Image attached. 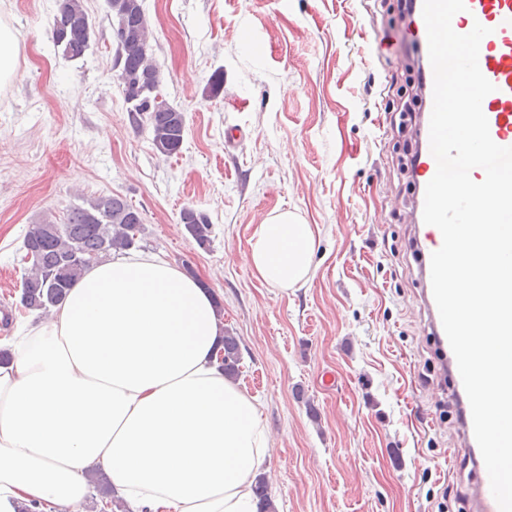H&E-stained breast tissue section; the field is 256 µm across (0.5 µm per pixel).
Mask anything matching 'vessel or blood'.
Masks as SVG:
<instances>
[{
  "label": "vessel or blood",
  "mask_w": 512,
  "mask_h": 512,
  "mask_svg": "<svg viewBox=\"0 0 512 512\" xmlns=\"http://www.w3.org/2000/svg\"><path fill=\"white\" fill-rule=\"evenodd\" d=\"M423 0H413L412 18L405 30L423 55L421 77L423 83V105L418 115L416 138L418 154L415 163V199L409 212V222L417 234L414 249L416 265L422 280V302L428 316V325L438 344L445 366L452 379L454 390L462 403V434L468 452L480 457L476 442L469 401L458 370L455 355L443 329L434 300L431 284V255L443 242L440 230L423 220L425 188L437 170V163L430 151L429 123L433 106V71L429 59L427 30L422 15ZM488 28L489 33L481 43L478 65L494 90L482 102L492 140L500 146L512 147V0H466L465 11L457 13L452 20L453 29L460 34L469 33L474 25ZM470 512H499L491 493L487 471H480L471 496Z\"/></svg>",
  "instance_id": "1"
}]
</instances>
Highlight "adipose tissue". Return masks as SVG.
<instances>
[{
  "instance_id": "ef3b65f1",
  "label": "adipose tissue",
  "mask_w": 512,
  "mask_h": 512,
  "mask_svg": "<svg viewBox=\"0 0 512 512\" xmlns=\"http://www.w3.org/2000/svg\"><path fill=\"white\" fill-rule=\"evenodd\" d=\"M314 233L290 212L257 225L245 254L272 288L306 282ZM210 291L154 256L91 265L0 366V512H60L101 470L131 512H255L268 435L225 378Z\"/></svg>"
}]
</instances>
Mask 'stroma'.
Here are the masks:
<instances>
[{
	"instance_id": "stroma-1",
	"label": "stroma",
	"mask_w": 512,
	"mask_h": 512,
	"mask_svg": "<svg viewBox=\"0 0 512 512\" xmlns=\"http://www.w3.org/2000/svg\"><path fill=\"white\" fill-rule=\"evenodd\" d=\"M85 5L95 45L70 61L51 40L56 0H0L22 47L0 90V345L42 319L20 304L29 225L121 195L143 216L142 253L190 261L223 305L237 383L269 435L276 512L467 507L477 470L427 328L391 124L420 61L405 21L371 0H143L162 91L186 120L165 157L129 119L106 0ZM217 70L224 87L206 96ZM187 206L207 215L209 246L181 224ZM281 211L316 238L296 288L267 286L243 261Z\"/></svg>"
}]
</instances>
